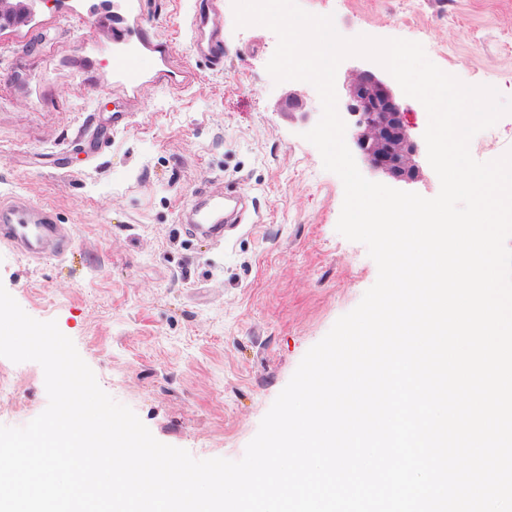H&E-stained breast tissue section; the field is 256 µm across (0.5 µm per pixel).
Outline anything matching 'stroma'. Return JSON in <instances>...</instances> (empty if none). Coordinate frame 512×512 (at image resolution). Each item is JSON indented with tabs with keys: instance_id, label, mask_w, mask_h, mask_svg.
I'll list each match as a JSON object with an SVG mask.
<instances>
[{
	"instance_id": "obj_1",
	"label": "stroma",
	"mask_w": 512,
	"mask_h": 512,
	"mask_svg": "<svg viewBox=\"0 0 512 512\" xmlns=\"http://www.w3.org/2000/svg\"><path fill=\"white\" fill-rule=\"evenodd\" d=\"M113 0H38L0 30V195L50 209L72 231L66 259L0 244V284L40 321H56L100 387L160 442L194 458L241 459L301 359L376 281L365 245L336 231L341 179L303 134L321 103L307 82L278 83V39L236 28L221 0L224 67L198 61L192 0H130L131 25L165 47L129 84L112 73ZM338 34L402 38L469 85L512 98V0H298ZM299 93L310 118L281 102ZM131 112L120 132L112 113ZM98 115L88 127L87 113ZM512 149V114L476 134L472 157ZM217 184L251 221L223 246L186 236L181 214ZM10 397L0 425L48 405L42 367L0 357Z\"/></svg>"
}]
</instances>
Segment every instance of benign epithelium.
Here are the masks:
<instances>
[{"mask_svg": "<svg viewBox=\"0 0 512 512\" xmlns=\"http://www.w3.org/2000/svg\"><path fill=\"white\" fill-rule=\"evenodd\" d=\"M344 107L354 118L353 141L374 175L410 185L424 179L419 148L411 137L396 93L371 67L346 84Z\"/></svg>", "mask_w": 512, "mask_h": 512, "instance_id": "benign-epithelium-1", "label": "benign epithelium"}]
</instances>
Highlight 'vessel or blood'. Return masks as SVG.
Here are the masks:
<instances>
[{"instance_id":"b4317fda","label":"vessel or blood","mask_w":512,"mask_h":512,"mask_svg":"<svg viewBox=\"0 0 512 512\" xmlns=\"http://www.w3.org/2000/svg\"><path fill=\"white\" fill-rule=\"evenodd\" d=\"M217 0H194L191 19L192 47L197 58L208 66L224 64L222 38L217 24ZM157 48L148 27L131 31L121 23L112 25V70L125 81L133 82L157 65ZM203 204L191 211L185 234L217 243L224 240V195L213 187L202 190ZM0 241L27 258H64L71 250L70 230L59 224L46 208L14 195L0 198Z\"/></svg>"}]
</instances>
